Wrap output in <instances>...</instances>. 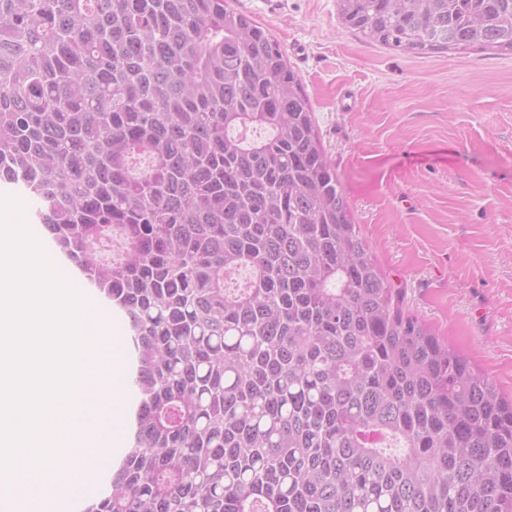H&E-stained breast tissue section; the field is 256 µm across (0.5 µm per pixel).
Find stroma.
Segmentation results:
<instances>
[{
  "instance_id": "stroma-1",
  "label": "stroma",
  "mask_w": 512,
  "mask_h": 512,
  "mask_svg": "<svg viewBox=\"0 0 512 512\" xmlns=\"http://www.w3.org/2000/svg\"><path fill=\"white\" fill-rule=\"evenodd\" d=\"M279 42L371 255L404 306L512 396V56H418L342 27L336 0H230ZM88 309L120 319L59 250Z\"/></svg>"
}]
</instances>
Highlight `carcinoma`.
I'll list each match as a JSON object with an SVG mask.
<instances>
[{
    "label": "carcinoma",
    "instance_id": "carcinoma-1",
    "mask_svg": "<svg viewBox=\"0 0 512 512\" xmlns=\"http://www.w3.org/2000/svg\"><path fill=\"white\" fill-rule=\"evenodd\" d=\"M337 14L512 54V0ZM1 185L133 333V446L86 512H512V400L405 311L301 79L228 0H0Z\"/></svg>",
    "mask_w": 512,
    "mask_h": 512
}]
</instances>
